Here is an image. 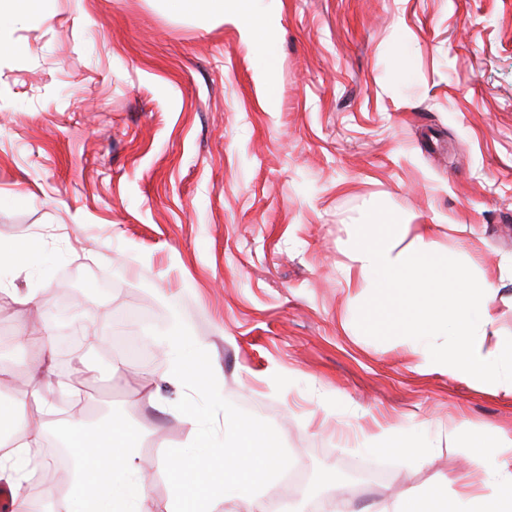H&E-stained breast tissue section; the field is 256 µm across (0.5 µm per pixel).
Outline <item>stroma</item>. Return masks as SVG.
<instances>
[{
    "label": "stroma",
    "mask_w": 512,
    "mask_h": 512,
    "mask_svg": "<svg viewBox=\"0 0 512 512\" xmlns=\"http://www.w3.org/2000/svg\"><path fill=\"white\" fill-rule=\"evenodd\" d=\"M273 17L256 43L165 0H56L0 52V241L37 240L0 282L41 306L0 294V333L50 336L55 413L144 432L158 512L163 454L193 434L160 378L178 319L308 480L330 492L385 464L356 512L452 477L487 427L512 438L511 396L417 371L418 350L362 328L348 279L357 225H429L448 288L498 289L484 350L512 340V0H276ZM401 424L429 462L361 450Z\"/></svg>",
    "instance_id": "obj_1"
}]
</instances>
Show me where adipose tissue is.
<instances>
[{"instance_id":"obj_1","label":"adipose tissue","mask_w":512,"mask_h":512,"mask_svg":"<svg viewBox=\"0 0 512 512\" xmlns=\"http://www.w3.org/2000/svg\"><path fill=\"white\" fill-rule=\"evenodd\" d=\"M182 12L194 6L235 21L245 38L269 30L261 0H167ZM406 225L381 216L359 225L354 238L357 282L370 290L359 314L372 335L422 350L420 369L512 396V342L484 351L481 331L492 321L488 283L442 288L448 257L436 251L428 232L406 242ZM50 390L29 385L23 399L0 396V483L12 494V512H33L27 491L32 451L54 441L73 472L61 492H47V512H153L139 480L143 435L113 416L88 425L77 419L49 421ZM493 441L476 467H464L454 497L404 494L379 512H512V438L491 428Z\"/></svg>"}]
</instances>
